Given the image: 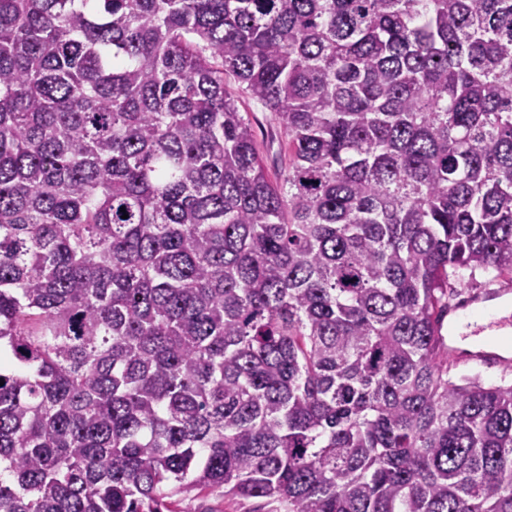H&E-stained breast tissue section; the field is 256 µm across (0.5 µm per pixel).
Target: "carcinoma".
Returning <instances> with one entry per match:
<instances>
[{
  "label": "carcinoma",
  "mask_w": 512,
  "mask_h": 512,
  "mask_svg": "<svg viewBox=\"0 0 512 512\" xmlns=\"http://www.w3.org/2000/svg\"><path fill=\"white\" fill-rule=\"evenodd\" d=\"M450 270L512 278V0H0V512H512ZM227 90L236 100L239 111L251 124L254 143L263 159L268 179L273 184L279 183L280 172L286 166V160L280 130L271 113L242 94L232 81L227 83ZM275 504L264 499L224 498L219 494L192 493L175 507L177 512H271Z\"/></svg>",
  "instance_id": "obj_1"
}]
</instances>
